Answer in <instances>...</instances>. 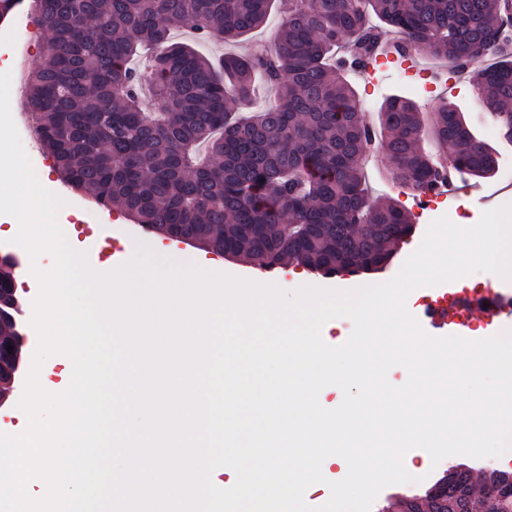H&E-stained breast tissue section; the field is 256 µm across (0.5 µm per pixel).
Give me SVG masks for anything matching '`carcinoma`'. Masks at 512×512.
<instances>
[{"label":"carcinoma","instance_id":"obj_1","mask_svg":"<svg viewBox=\"0 0 512 512\" xmlns=\"http://www.w3.org/2000/svg\"><path fill=\"white\" fill-rule=\"evenodd\" d=\"M283 8L270 44L214 61L172 39L244 42ZM506 0H36L43 60L25 77L36 140L61 181L149 230L268 268L374 271L409 237L412 217L366 184L380 153L392 181L417 191L440 177L429 149L477 178L497 159L446 100L431 127L389 96L378 123L346 75L387 48L427 55L468 78L512 142V23ZM274 103L249 110L257 85ZM16 309L0 305V335ZM402 512H512V471L446 470Z\"/></svg>","mask_w":512,"mask_h":512}]
</instances>
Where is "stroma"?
Returning <instances> with one entry per match:
<instances>
[{
  "label": "stroma",
  "instance_id": "1",
  "mask_svg": "<svg viewBox=\"0 0 512 512\" xmlns=\"http://www.w3.org/2000/svg\"><path fill=\"white\" fill-rule=\"evenodd\" d=\"M351 80L358 91L363 111L370 117L378 111L386 96L394 92L413 99L427 112L444 98L468 115L478 109L476 94L466 77L444 73L435 63L421 56L407 60L392 55L381 57L373 75L358 73L352 75ZM453 180L458 189L453 200L459 206L462 218L469 223H477L484 211L512 204V186L503 183L499 177L482 179L457 173ZM39 181L42 185L53 186L55 193L64 200L66 211L59 214L58 223L69 245L85 253L91 264L109 260L113 265H121L126 254L133 250L135 240L140 239L150 249L162 245L171 252L191 255L201 263H214L220 273L252 282L281 285L286 293L291 294L304 286L350 291L364 284L384 283L397 274L410 255L406 246H399L392 263L379 273L325 277L303 269L295 275L287 267L266 269L256 263L221 255L215 257L210 252L166 238L161 233L144 232L142 226L132 223L122 211L94 208L88 194L65 188L52 163L45 162ZM422 456L419 449L406 454L404 465L414 475V482L384 488L374 500L371 512H387L397 498L424 492L426 485L419 480L424 473Z\"/></svg>",
  "mask_w": 512,
  "mask_h": 512
}]
</instances>
